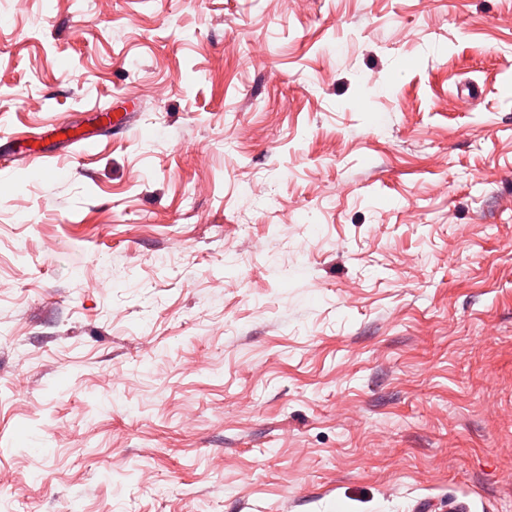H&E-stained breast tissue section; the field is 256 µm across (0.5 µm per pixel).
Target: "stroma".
Returning <instances> with one entry per match:
<instances>
[{"label": "stroma", "instance_id": "stroma-1", "mask_svg": "<svg viewBox=\"0 0 512 512\" xmlns=\"http://www.w3.org/2000/svg\"><path fill=\"white\" fill-rule=\"evenodd\" d=\"M20 132L0 512H512V0H0ZM0 156L1 171H7L16 164L27 163L28 165H36L53 158V155L50 152L40 149H29L25 151L12 150L6 156L4 154H0Z\"/></svg>", "mask_w": 512, "mask_h": 512}]
</instances>
